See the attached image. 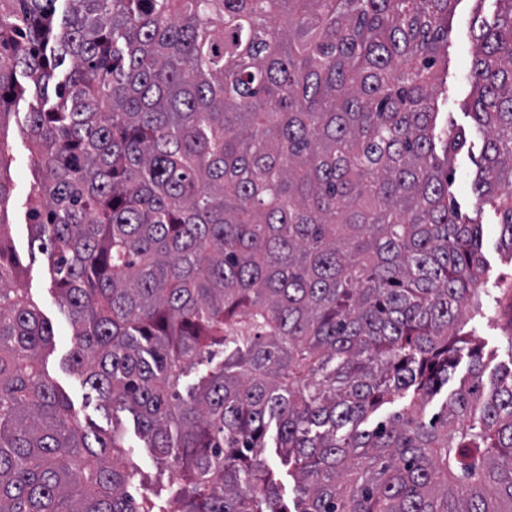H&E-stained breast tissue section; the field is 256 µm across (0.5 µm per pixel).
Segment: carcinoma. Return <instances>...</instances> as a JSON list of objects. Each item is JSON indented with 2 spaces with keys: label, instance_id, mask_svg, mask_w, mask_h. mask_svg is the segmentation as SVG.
<instances>
[{
  "label": "carcinoma",
  "instance_id": "1",
  "mask_svg": "<svg viewBox=\"0 0 512 512\" xmlns=\"http://www.w3.org/2000/svg\"><path fill=\"white\" fill-rule=\"evenodd\" d=\"M455 2L0 0V131L33 91L31 244L67 365L177 470L130 495L122 431L44 369L54 330L0 237V512H512V370L485 386L458 322L484 273L449 191L467 134H435ZM496 4L472 191L512 253ZM9 182L0 148V216Z\"/></svg>",
  "mask_w": 512,
  "mask_h": 512
}]
</instances>
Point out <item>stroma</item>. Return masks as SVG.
<instances>
[{"mask_svg":"<svg viewBox=\"0 0 512 512\" xmlns=\"http://www.w3.org/2000/svg\"><path fill=\"white\" fill-rule=\"evenodd\" d=\"M494 9L495 0H458L448 16V74L439 98L438 131L442 134L459 129L468 132L471 147L457 157L451 192L462 220L478 221L487 224L489 228L482 247V254L487 261L488 281L477 289L483 302V313L474 318L463 317L462 330L469 334L471 343L483 347L488 369L506 371L512 369V346L507 343L508 337L512 336V288H498L494 282L506 277L512 279V258L498 245L499 239L493 230L496 216L488 209L479 208L472 193V181L481 159L483 138L475 133L469 115L472 88L468 73L474 50L471 22L478 14L491 16ZM29 103V98L25 97L16 104L5 135L0 138V148L4 149L10 162L12 179L11 198L4 216L0 217V236L8 241L12 253L19 260L18 277L14 285L28 294L54 327L55 346L44 358L48 372L71 397L81 418L92 419L106 430L111 429L113 420H120L124 441L139 471L136 491L139 495L152 498L163 492L170 480V471L156 466L152 452L140 439L131 415L122 412L112 418L98 411L95 401L87 397L88 389L83 385L81 376L67 365L71 349V325L53 288L46 256L33 253L31 249L27 196L34 181V171L25 118Z\"/></svg>","mask_w":512,"mask_h":512,"instance_id":"1","label":"stroma"}]
</instances>
